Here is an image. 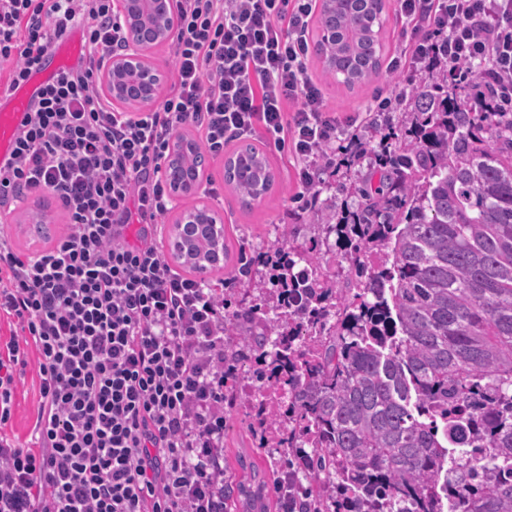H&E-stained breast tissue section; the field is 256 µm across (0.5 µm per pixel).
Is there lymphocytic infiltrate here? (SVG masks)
Listing matches in <instances>:
<instances>
[{"label": "lymphocytic infiltrate", "instance_id": "f902f5d3", "mask_svg": "<svg viewBox=\"0 0 512 512\" xmlns=\"http://www.w3.org/2000/svg\"><path fill=\"white\" fill-rule=\"evenodd\" d=\"M317 0H172L174 72L156 106L103 92L124 52L117 0H0L6 87L81 30L89 53L31 103L0 166V212L48 194L63 228L21 250L0 225V512H224L223 280L172 266L156 230L173 208L161 161L190 128L223 156L264 133L315 195L321 148L350 149L308 72ZM393 72L462 71L512 112V0H400ZM39 378L35 445L4 432L15 375Z\"/></svg>", "mask_w": 512, "mask_h": 512}]
</instances>
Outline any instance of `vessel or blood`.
<instances>
[{
    "label": "vessel or blood",
    "mask_w": 512,
    "mask_h": 512,
    "mask_svg": "<svg viewBox=\"0 0 512 512\" xmlns=\"http://www.w3.org/2000/svg\"><path fill=\"white\" fill-rule=\"evenodd\" d=\"M88 47L80 33H72L44 56L26 82L10 89H0V163H6L14 137L34 95L65 66L75 65Z\"/></svg>",
    "instance_id": "b4317fda"
}]
</instances>
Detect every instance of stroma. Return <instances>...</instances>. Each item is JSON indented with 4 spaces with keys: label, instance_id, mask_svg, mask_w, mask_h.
<instances>
[{
    "label": "stroma",
    "instance_id": "35a3bbf8",
    "mask_svg": "<svg viewBox=\"0 0 512 512\" xmlns=\"http://www.w3.org/2000/svg\"><path fill=\"white\" fill-rule=\"evenodd\" d=\"M309 72L320 84L330 111L343 117L367 110L376 93L394 94L401 79L397 74L382 71L371 82L347 88L327 76L317 56L309 58ZM256 145L263 148L275 173L272 191L255 201L250 207H242L237 194L224 182V162L209 158L208 166L212 179L218 183L217 197L205 198L203 192L177 198V211H185L193 204L205 201L223 219L224 234L229 249V258L224 266V277L230 278L238 267L241 255L255 256L267 251L277 237V228L283 224L302 225L303 236L314 235L312 226L314 209L295 201L298 191L295 180V160L288 149L276 146L273 140L257 136ZM228 301L239 303L243 296L240 284L231 280L224 289ZM38 401L37 377L34 367H27L18 377L13 395L12 416L5 427L20 445H27L33 434ZM266 474L268 480L282 475L279 458L262 452L257 447L251 419L247 409L238 407L224 412V484L228 489L246 484L253 471Z\"/></svg>",
    "mask_w": 512,
    "mask_h": 512
}]
</instances>
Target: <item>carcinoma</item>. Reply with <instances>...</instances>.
<instances>
[{
  "label": "carcinoma",
  "instance_id": "1",
  "mask_svg": "<svg viewBox=\"0 0 512 512\" xmlns=\"http://www.w3.org/2000/svg\"><path fill=\"white\" fill-rule=\"evenodd\" d=\"M317 40L324 72L353 88L380 74L383 27L374 5L322 0ZM393 124L374 114L366 177L317 215L325 236L295 243L284 226L269 277L240 259L234 366L259 352L260 383L288 385L286 432L293 512H512V112L477 100L475 85L434 71ZM185 143L175 179H193L202 147ZM242 200L269 193L264 150L247 143L224 164ZM345 245L342 279L323 269L328 236ZM228 251L206 224L173 252L199 273ZM259 300H247L252 293ZM449 510H444V505Z\"/></svg>",
  "mask_w": 512,
  "mask_h": 512
}]
</instances>
